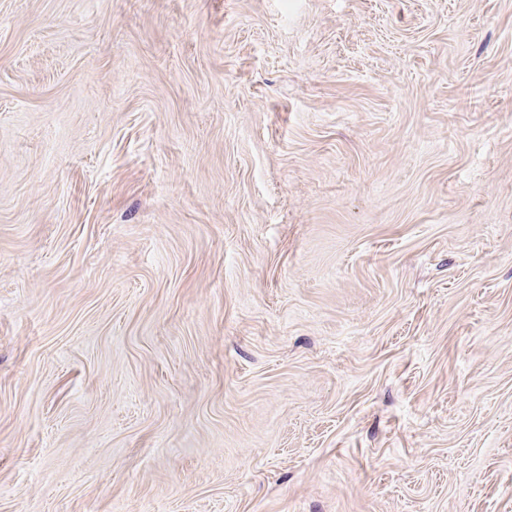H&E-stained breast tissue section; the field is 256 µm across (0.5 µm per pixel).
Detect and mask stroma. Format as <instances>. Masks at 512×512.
Wrapping results in <instances>:
<instances>
[{
    "mask_svg": "<svg viewBox=\"0 0 512 512\" xmlns=\"http://www.w3.org/2000/svg\"><path fill=\"white\" fill-rule=\"evenodd\" d=\"M0 512H512V0H0Z\"/></svg>",
    "mask_w": 512,
    "mask_h": 512,
    "instance_id": "stroma-1",
    "label": "stroma"
}]
</instances>
